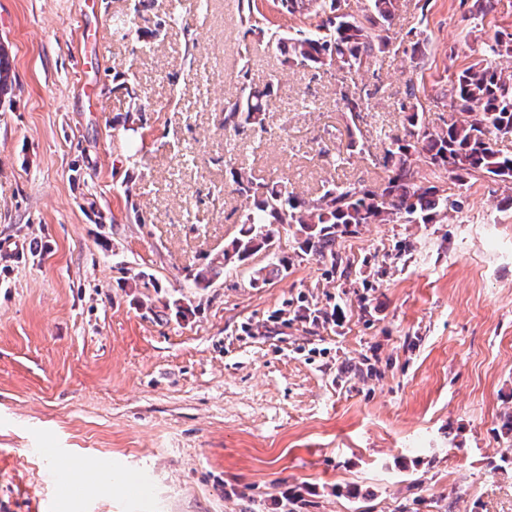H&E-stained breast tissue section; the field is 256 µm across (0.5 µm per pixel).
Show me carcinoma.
Returning a JSON list of instances; mask_svg holds the SVG:
<instances>
[{"instance_id":"cac0c4a2","label":"carcinoma","mask_w":512,"mask_h":512,"mask_svg":"<svg viewBox=\"0 0 512 512\" xmlns=\"http://www.w3.org/2000/svg\"><path fill=\"white\" fill-rule=\"evenodd\" d=\"M370 7L360 16L336 14V0H276L287 14L307 11L320 18L312 29L293 34L270 35L268 42L284 56V63L296 67L332 66L338 59L348 70H360L386 47L382 36H374L377 26H385L400 10L401 0H369ZM239 11L249 30L265 35L254 19V0H238ZM489 60L452 75L448 97L450 106L467 113L462 121L431 127L418 112L415 88L407 91L409 110L403 134L392 138L383 157L390 171L385 185L367 190L354 184L331 185L315 199L306 200L288 190L284 181L260 182L246 168L233 171L234 192L244 198L239 237L224 250L223 262L231 257L245 261L261 250L274 248L279 229H294L299 256L330 262L336 270V250L340 234L361 224H429L436 216L459 210V201L448 196L441 185L424 183L413 156L424 154L438 170L455 173L459 182L475 176L512 182V154L496 149L500 139L512 138V78L503 77L490 58L512 54V33L501 32L483 49ZM273 83L264 87L244 85L235 101L224 107V129L265 130ZM13 91L11 67L4 46L0 45V96ZM288 261L279 259L256 269L251 283L265 284L286 273Z\"/></svg>"}]
</instances>
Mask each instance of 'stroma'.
<instances>
[{"mask_svg": "<svg viewBox=\"0 0 512 512\" xmlns=\"http://www.w3.org/2000/svg\"><path fill=\"white\" fill-rule=\"evenodd\" d=\"M402 2L385 52L339 73L284 64L237 0H145L130 35L132 0H0V512H512V184L441 177L461 210L350 228L344 274L284 232V278L251 286L261 252L192 279L239 234L231 167L374 190L407 87L429 125L465 119L448 77L512 32V0ZM272 74L264 130H225Z\"/></svg>", "mask_w": 512, "mask_h": 512, "instance_id": "stroma-1", "label": "stroma"}]
</instances>
